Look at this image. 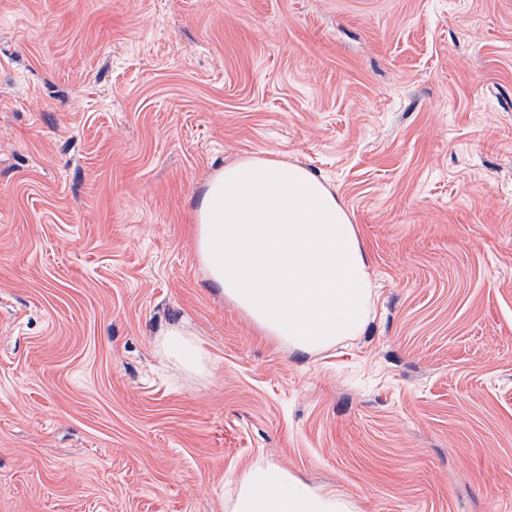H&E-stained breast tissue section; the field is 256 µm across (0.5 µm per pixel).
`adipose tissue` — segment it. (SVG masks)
<instances>
[{
    "instance_id": "obj_1",
    "label": "adipose tissue",
    "mask_w": 512,
    "mask_h": 512,
    "mask_svg": "<svg viewBox=\"0 0 512 512\" xmlns=\"http://www.w3.org/2000/svg\"><path fill=\"white\" fill-rule=\"evenodd\" d=\"M200 260L224 299L278 346L307 353L361 335L372 300L370 259L341 200L306 166L248 156L209 180L194 209ZM158 349L188 370L205 369L180 327ZM335 490L309 486L258 459L235 480L224 512H353Z\"/></svg>"
}]
</instances>
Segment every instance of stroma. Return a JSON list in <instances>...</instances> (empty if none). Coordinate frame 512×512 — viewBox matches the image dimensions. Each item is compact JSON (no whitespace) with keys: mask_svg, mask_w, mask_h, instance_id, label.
I'll return each instance as SVG.
<instances>
[{"mask_svg":"<svg viewBox=\"0 0 512 512\" xmlns=\"http://www.w3.org/2000/svg\"><path fill=\"white\" fill-rule=\"evenodd\" d=\"M267 152L368 250L320 353L191 235ZM258 459L355 512H512V0H0V512H224ZM158 349L168 358L188 370L202 372L205 370V357L197 341L180 327L166 331L157 339Z\"/></svg>","mask_w":512,"mask_h":512,"instance_id":"obj_1","label":"stroma"}]
</instances>
